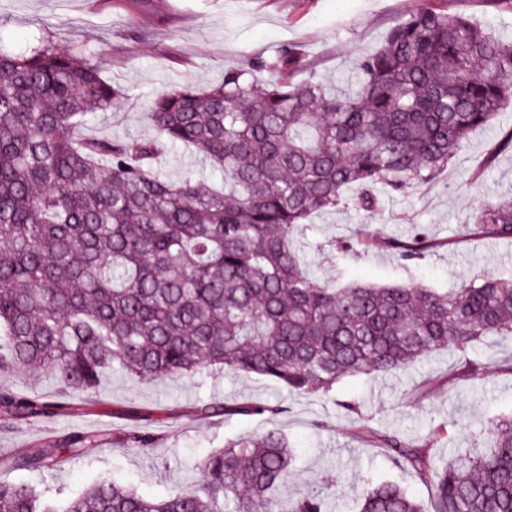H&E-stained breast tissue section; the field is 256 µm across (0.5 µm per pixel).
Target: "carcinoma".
<instances>
[{
    "label": "carcinoma",
    "mask_w": 512,
    "mask_h": 512,
    "mask_svg": "<svg viewBox=\"0 0 512 512\" xmlns=\"http://www.w3.org/2000/svg\"><path fill=\"white\" fill-rule=\"evenodd\" d=\"M294 48L224 70L209 88L155 95L151 138L82 136L88 115L124 95L84 45L47 40L29 53L0 50V371L38 369L58 396L0 388L13 428L81 410L100 376L256 374L288 391L330 393L337 382L389 374L435 351H468L483 336L512 337V274L473 278L448 292L415 281L316 283L294 248L308 219L347 204L368 217L382 192L425 183L471 134L512 103V40L438 0H423L356 65L350 92L290 75ZM273 80L261 83L256 74ZM191 150L224 172L222 189L187 172H160L167 148ZM472 234L512 240V201L479 203ZM386 249L407 263L441 246L423 234L367 229L340 249ZM199 417L278 415V404L202 402ZM433 489L427 506L400 484L370 481L359 512H512V418L484 431L486 450L439 467L430 449L357 427ZM101 435L73 431L55 446L0 458L5 471H49L86 456ZM131 448L152 431L122 436ZM294 450L276 428L224 442L195 484L146 498L102 478L63 509L27 486L0 481V512H329V492L283 499Z\"/></svg>",
    "instance_id": "carcinoma-1"
}]
</instances>
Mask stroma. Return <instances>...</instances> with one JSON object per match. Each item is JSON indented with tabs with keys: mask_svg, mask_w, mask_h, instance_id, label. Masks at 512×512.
<instances>
[{
	"mask_svg": "<svg viewBox=\"0 0 512 512\" xmlns=\"http://www.w3.org/2000/svg\"><path fill=\"white\" fill-rule=\"evenodd\" d=\"M419 0H0V48L15 53L51 36L57 47L97 50L104 75L124 98L93 132L119 138L153 136L151 98L182 85L208 87L225 69L257 55L295 46L305 67L295 80L346 86L361 56L377 48ZM497 35H512V0H443ZM512 130V105L492 125L474 132L455 160L426 183L412 182L385 196L380 215L367 219L348 205L315 214L298 252L318 282L340 276L384 285L414 278L444 292L462 282L512 269V241L471 237L467 224L479 200L512 195V151L486 162L488 147ZM403 238L418 228L443 241L416 264L386 250L329 253L325 244L352 237L362 224ZM485 364V381L461 373L463 359ZM226 403L277 401L282 414L200 419L202 400ZM138 409L159 439L154 447L128 448L120 429H132L125 413ZM512 414V339L483 338L468 353L435 352L386 376L360 375L336 384L330 394H295L257 375L205 372L193 378L135 377L105 371L100 395L90 396L80 415L50 423L0 429V456L35 443L51 444L73 430L110 433L93 455L66 461L52 472H2L0 480L23 483L61 506L91 480L118 476L138 493L163 497L192 484L196 465L225 440L241 433L279 428L295 448L296 487L341 484L339 512H354L367 480H390L431 502L432 489L386 448L367 447L353 432L358 423L429 448L440 462L480 444L489 423Z\"/></svg>",
	"mask_w": 512,
	"mask_h": 512,
	"instance_id": "35a3bbf8",
	"label": "stroma"
}]
</instances>
